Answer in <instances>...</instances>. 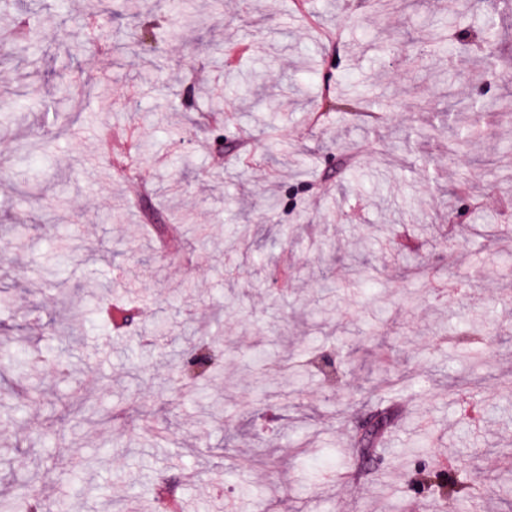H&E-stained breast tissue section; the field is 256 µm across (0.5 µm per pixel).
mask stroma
<instances>
[{
	"mask_svg": "<svg viewBox=\"0 0 512 512\" xmlns=\"http://www.w3.org/2000/svg\"><path fill=\"white\" fill-rule=\"evenodd\" d=\"M19 5L43 24L0 55V498L158 512L169 487L182 512H512V119L482 114L468 147L449 136L512 95V4L118 0L92 37L96 0ZM486 314L491 343L470 327ZM216 337L200 390L175 392L182 353ZM387 406L393 428L356 459ZM445 468L483 476L478 495L419 487Z\"/></svg>",
	"mask_w": 512,
	"mask_h": 512,
	"instance_id": "35a3bbf8",
	"label": "stroma"
}]
</instances>
